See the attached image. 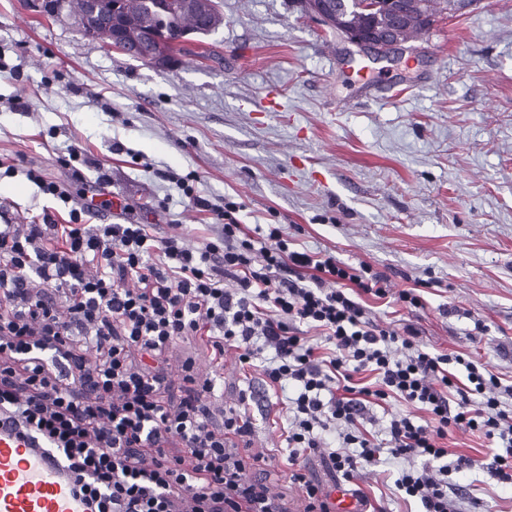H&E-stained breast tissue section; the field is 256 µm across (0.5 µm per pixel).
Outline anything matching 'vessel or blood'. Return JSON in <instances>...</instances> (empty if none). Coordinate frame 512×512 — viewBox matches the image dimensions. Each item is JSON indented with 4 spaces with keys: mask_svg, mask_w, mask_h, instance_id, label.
<instances>
[{
    "mask_svg": "<svg viewBox=\"0 0 512 512\" xmlns=\"http://www.w3.org/2000/svg\"><path fill=\"white\" fill-rule=\"evenodd\" d=\"M77 476L21 425L0 419V512H88Z\"/></svg>",
    "mask_w": 512,
    "mask_h": 512,
    "instance_id": "1",
    "label": "vessel or blood"
}]
</instances>
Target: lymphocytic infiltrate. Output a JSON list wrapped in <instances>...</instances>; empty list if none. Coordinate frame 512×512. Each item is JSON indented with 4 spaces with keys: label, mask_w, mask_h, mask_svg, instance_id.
<instances>
[{
    "label": "lymphocytic infiltrate",
    "mask_w": 512,
    "mask_h": 512,
    "mask_svg": "<svg viewBox=\"0 0 512 512\" xmlns=\"http://www.w3.org/2000/svg\"><path fill=\"white\" fill-rule=\"evenodd\" d=\"M193 202L223 226L201 248L156 237L148 224H85L75 210L66 224L47 213L38 224L0 225V414L84 474L78 492L90 512H173L186 497L192 512H240L243 503L282 512L271 486L250 474L264 454L231 451L252 432L250 394L211 429L215 382L199 381L188 361L184 394L171 403L165 355L186 336L201 337L219 368L229 350L244 367L264 356L266 389L292 388L288 465L303 512H330L300 463L316 453L347 482L381 454L406 460L395 487L422 512L468 499L449 483L453 471L484 467L512 486V383L470 356L419 347L411 325L377 324L365 299L387 298L390 283L371 264L294 250L283 225L241 224L232 197ZM311 330L330 344L327 355ZM394 396L410 411L391 415L384 451L362 422ZM418 410L426 423L415 422ZM457 430L503 450L488 463L450 457L443 441ZM175 442L182 453L171 452ZM417 457L422 467L411 466Z\"/></svg>",
    "instance_id": "obj_1"
}]
</instances>
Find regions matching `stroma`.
Here are the masks:
<instances>
[{"label": "stroma", "instance_id": "obj_1", "mask_svg": "<svg viewBox=\"0 0 512 512\" xmlns=\"http://www.w3.org/2000/svg\"><path fill=\"white\" fill-rule=\"evenodd\" d=\"M220 9L223 24L203 39L216 58L158 69L85 38L70 18L0 0V156L24 155L70 194L65 203L25 173L4 174L0 213L68 223L102 176L122 204L112 223L151 224L199 247L221 227L171 180L192 173L193 195L232 196L242 223L285 225L297 250L369 263L395 292L435 278L423 308L374 299L373 317L402 318L428 350L462 351L512 377V0L438 19L395 65L367 59L297 0ZM188 358L217 380L213 427L254 391L250 441L267 453L287 512H299L281 400L265 396L260 369L242 371L231 351L215 368L205 343L184 337L166 355L171 401ZM397 469L381 459L357 484L372 506L419 512L397 494ZM448 480L471 487L484 512H512V487L488 471Z\"/></svg>", "mask_w": 512, "mask_h": 512}]
</instances>
